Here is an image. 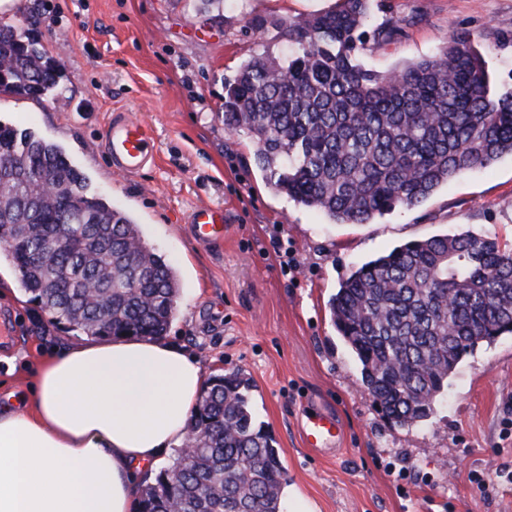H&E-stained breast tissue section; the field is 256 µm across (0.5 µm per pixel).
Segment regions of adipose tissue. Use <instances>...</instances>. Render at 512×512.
Returning a JSON list of instances; mask_svg holds the SVG:
<instances>
[{
  "mask_svg": "<svg viewBox=\"0 0 512 512\" xmlns=\"http://www.w3.org/2000/svg\"><path fill=\"white\" fill-rule=\"evenodd\" d=\"M205 384L167 339L87 338L39 361L0 408V512H137L139 480L186 444Z\"/></svg>",
  "mask_w": 512,
  "mask_h": 512,
  "instance_id": "obj_1",
  "label": "adipose tissue"
}]
</instances>
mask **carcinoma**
Wrapping results in <instances>:
<instances>
[{"mask_svg": "<svg viewBox=\"0 0 512 512\" xmlns=\"http://www.w3.org/2000/svg\"><path fill=\"white\" fill-rule=\"evenodd\" d=\"M371 0L281 26L286 57H251L224 84V128L255 143L267 181L333 223L370 224L412 209L459 174L512 155V87L495 85L466 31L438 53L387 72L365 68ZM61 64L0 26V93L54 96ZM47 184L49 191L39 186ZM57 144L0 123V241L30 302L97 338L163 336L179 280L140 227L100 196ZM382 415L426 420L445 381L478 344L512 333V246L444 234L357 268L329 302ZM241 372L211 378L179 452L140 493L141 512H282L286 473L255 423Z\"/></svg>", "mask_w": 512, "mask_h": 512, "instance_id": "1", "label": "carcinoma"}]
</instances>
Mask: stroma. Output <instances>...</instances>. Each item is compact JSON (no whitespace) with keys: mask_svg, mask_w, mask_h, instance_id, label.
I'll return each instance as SVG.
<instances>
[{"mask_svg":"<svg viewBox=\"0 0 512 512\" xmlns=\"http://www.w3.org/2000/svg\"><path fill=\"white\" fill-rule=\"evenodd\" d=\"M336 0H20L0 13L63 64L44 102L0 94V123L60 145L91 192L127 212L181 283L167 336L207 376L241 371L254 417L276 440L289 483L319 512H512V333L479 344L456 366L427 420L387 423L337 334L328 301L362 263L412 240L471 232L512 244V157L442 185L416 208L370 224H334L273 190L246 135L224 129V82L251 56L287 53L279 22ZM263 19L264 29L247 25ZM389 41L370 69L435 54L453 31L476 37L490 71L512 86V0H373ZM123 112L148 123L154 158L134 177L114 171L102 131ZM223 208V246L196 243L188 217ZM0 403L27 389L31 366L80 342L31 303L0 256ZM333 413L339 441L307 447L304 407ZM493 484L487 497L470 480Z\"/></svg>","mask_w":512,"mask_h":512,"instance_id":"stroma-1","label":"stroma"}]
</instances>
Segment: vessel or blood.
Segmentation results:
<instances>
[{"label":"vessel or blood","mask_w":512,"mask_h":512,"mask_svg":"<svg viewBox=\"0 0 512 512\" xmlns=\"http://www.w3.org/2000/svg\"><path fill=\"white\" fill-rule=\"evenodd\" d=\"M107 154L114 169L129 175H137L152 158L155 149L151 128L142 122L113 115L102 133ZM193 239L205 244L224 241V211L209 205L194 208L189 215ZM303 440L311 448L321 447L326 441L339 437L337 421L328 416H310L303 428Z\"/></svg>","instance_id":"vessel-or-blood-1"}]
</instances>
